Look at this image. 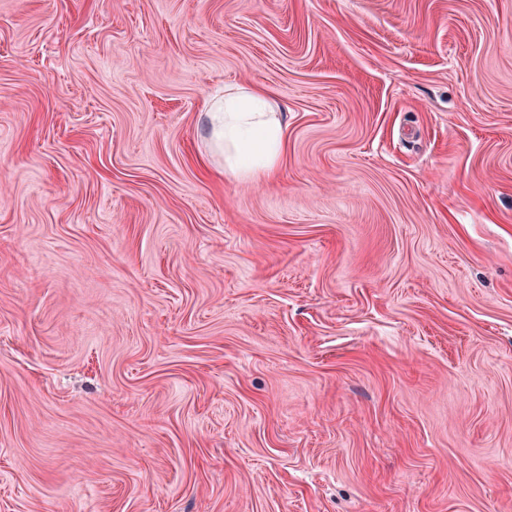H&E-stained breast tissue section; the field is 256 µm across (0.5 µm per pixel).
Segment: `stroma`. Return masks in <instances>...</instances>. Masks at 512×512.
Instances as JSON below:
<instances>
[{
	"label": "stroma",
	"mask_w": 512,
	"mask_h": 512,
	"mask_svg": "<svg viewBox=\"0 0 512 512\" xmlns=\"http://www.w3.org/2000/svg\"><path fill=\"white\" fill-rule=\"evenodd\" d=\"M0 512H512V0H0ZM213 148L224 154V174L240 182L274 177L282 162L286 124L273 95L255 86L224 85L203 112Z\"/></svg>",
	"instance_id": "stroma-1"
}]
</instances>
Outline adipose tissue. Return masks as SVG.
I'll return each instance as SVG.
<instances>
[{
    "instance_id": "1",
    "label": "adipose tissue",
    "mask_w": 512,
    "mask_h": 512,
    "mask_svg": "<svg viewBox=\"0 0 512 512\" xmlns=\"http://www.w3.org/2000/svg\"><path fill=\"white\" fill-rule=\"evenodd\" d=\"M204 116L210 143L224 156L225 175L254 182L277 174L285 150L286 125L269 91L226 85L223 93L208 99Z\"/></svg>"
}]
</instances>
